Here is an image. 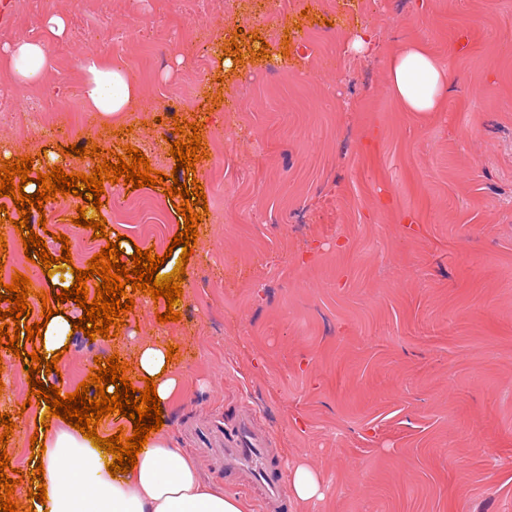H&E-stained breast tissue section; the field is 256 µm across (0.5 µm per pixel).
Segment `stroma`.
<instances>
[{
  "instance_id": "obj_1",
  "label": "stroma",
  "mask_w": 512,
  "mask_h": 512,
  "mask_svg": "<svg viewBox=\"0 0 512 512\" xmlns=\"http://www.w3.org/2000/svg\"><path fill=\"white\" fill-rule=\"evenodd\" d=\"M65 19L47 37L49 16ZM369 34L353 52V34ZM46 39L40 81L0 66V147L57 154L94 142L171 173L176 119L202 124L208 205L175 308L135 299L119 337L74 336L51 383L75 392L95 358L176 345L182 386L160 436L204 480L265 512L260 486L224 480V428L249 409L283 466L322 478L314 507L279 512H512V0H0V44ZM238 42L242 65L214 51ZM417 42L447 73L433 112L389 90ZM264 49L263 58L252 50ZM139 79L113 134L87 111L90 53ZM107 235L48 201L45 242L76 268L111 239L166 256L184 219L163 187L105 183ZM20 358L0 353L12 468L33 470L42 409Z\"/></svg>"
}]
</instances>
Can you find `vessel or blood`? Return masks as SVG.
I'll return each mask as SVG.
<instances>
[{"label": "vessel or blood", "instance_id": "vessel-or-blood-1", "mask_svg": "<svg viewBox=\"0 0 512 512\" xmlns=\"http://www.w3.org/2000/svg\"><path fill=\"white\" fill-rule=\"evenodd\" d=\"M268 441V435L249 417H241L224 433V476L237 483L259 484L266 504L278 512L284 498V478Z\"/></svg>", "mask_w": 512, "mask_h": 512}]
</instances>
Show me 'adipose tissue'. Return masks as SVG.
Wrapping results in <instances>:
<instances>
[{
    "instance_id": "1",
    "label": "adipose tissue",
    "mask_w": 512,
    "mask_h": 512,
    "mask_svg": "<svg viewBox=\"0 0 512 512\" xmlns=\"http://www.w3.org/2000/svg\"><path fill=\"white\" fill-rule=\"evenodd\" d=\"M0 62L16 80H38L47 67L46 44L19 40L0 47ZM84 68V102L101 124H119L139 104L138 84L121 65L89 56ZM390 91L406 111L432 112L442 101L444 69L420 45L407 44L390 59ZM167 347L158 339L136 350L133 379L154 378L161 403L179 391L182 379L166 362ZM46 450L42 456L47 490L45 503L35 512H250L247 500L225 494L205 483L181 449L160 436H150L138 463L128 473L110 475L112 454L90 446L70 425L41 430Z\"/></svg>"
}]
</instances>
